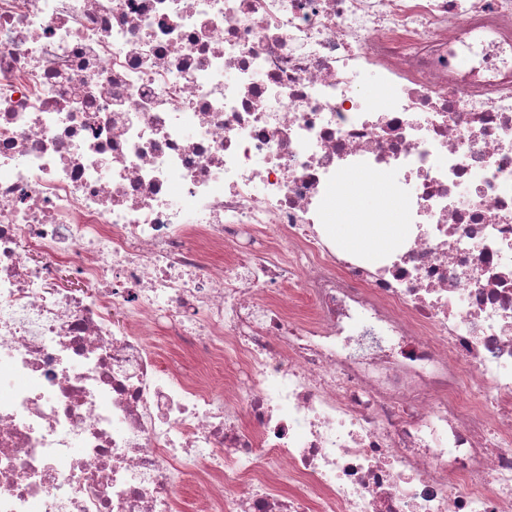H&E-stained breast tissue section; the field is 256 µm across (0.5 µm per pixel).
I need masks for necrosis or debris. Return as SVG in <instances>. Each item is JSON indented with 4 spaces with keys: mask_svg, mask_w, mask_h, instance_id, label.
Returning <instances> with one entry per match:
<instances>
[{
    "mask_svg": "<svg viewBox=\"0 0 512 512\" xmlns=\"http://www.w3.org/2000/svg\"><path fill=\"white\" fill-rule=\"evenodd\" d=\"M385 171L412 233L347 251L336 186ZM185 475L199 512H512V0H0V512Z\"/></svg>",
    "mask_w": 512,
    "mask_h": 512,
    "instance_id": "obj_1",
    "label": "necrosis or debris"
}]
</instances>
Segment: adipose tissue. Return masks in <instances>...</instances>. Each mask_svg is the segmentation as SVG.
Here are the masks:
<instances>
[{
    "instance_id": "adipose-tissue-1",
    "label": "adipose tissue",
    "mask_w": 512,
    "mask_h": 512,
    "mask_svg": "<svg viewBox=\"0 0 512 512\" xmlns=\"http://www.w3.org/2000/svg\"><path fill=\"white\" fill-rule=\"evenodd\" d=\"M339 193L346 197L348 204L337 210L332 229L347 248L367 254H383L396 249L408 235L406 212L400 208L393 187L384 175H349L341 183ZM380 202L390 208L391 223H362V213Z\"/></svg>"
}]
</instances>
